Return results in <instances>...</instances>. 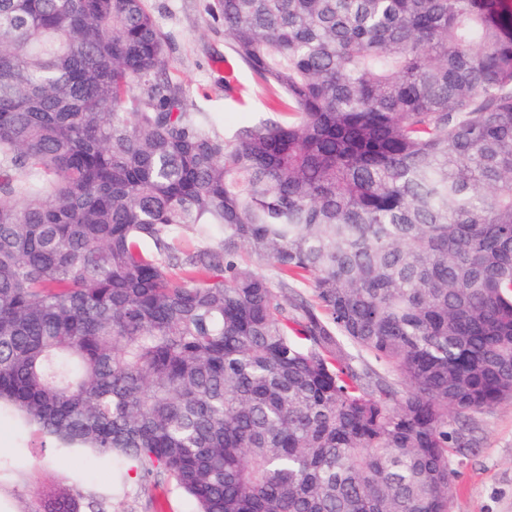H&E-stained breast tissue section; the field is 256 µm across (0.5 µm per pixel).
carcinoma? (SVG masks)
Masks as SVG:
<instances>
[{"label": "carcinoma", "instance_id": "obj_1", "mask_svg": "<svg viewBox=\"0 0 512 512\" xmlns=\"http://www.w3.org/2000/svg\"><path fill=\"white\" fill-rule=\"evenodd\" d=\"M205 11L279 93L230 134L148 0H0V405L198 512H448L512 401V8Z\"/></svg>", "mask_w": 512, "mask_h": 512}]
</instances>
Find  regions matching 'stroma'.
Masks as SVG:
<instances>
[{
  "label": "stroma",
  "instance_id": "1",
  "mask_svg": "<svg viewBox=\"0 0 512 512\" xmlns=\"http://www.w3.org/2000/svg\"><path fill=\"white\" fill-rule=\"evenodd\" d=\"M166 37L171 69L181 83L188 111L210 113L230 132L242 119L265 116L268 89L247 69L224 82L231 51L224 32L205 12L206 0H152ZM477 448L451 453L454 472L449 512H512V402L476 415ZM78 512L89 502L107 512H195L194 501L173 483L144 487L135 475L75 454L41 437L9 406L0 407V512H44L60 493Z\"/></svg>",
  "mask_w": 512,
  "mask_h": 512
}]
</instances>
